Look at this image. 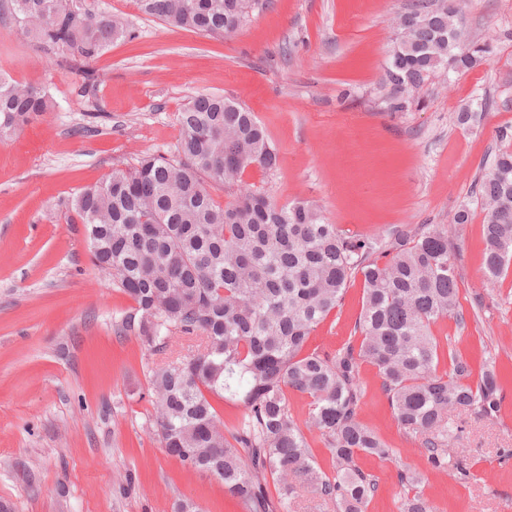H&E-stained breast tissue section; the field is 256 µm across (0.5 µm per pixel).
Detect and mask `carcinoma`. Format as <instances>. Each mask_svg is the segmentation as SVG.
I'll return each mask as SVG.
<instances>
[{"mask_svg":"<svg viewBox=\"0 0 512 512\" xmlns=\"http://www.w3.org/2000/svg\"><path fill=\"white\" fill-rule=\"evenodd\" d=\"M10 2L24 34L83 67L112 42L135 38L121 16L88 0ZM138 2L177 28L231 37L262 0ZM398 27L406 41L395 40L386 76L400 77L409 91L445 69H473L490 53L485 44L458 41L455 0H411ZM50 106L45 88L0 75L1 136ZM485 108L484 100L464 105L457 124L469 125ZM178 125L170 155H144L114 168L73 200L77 220L100 236L92 265L135 303L122 331L156 351L174 331L204 343L197 354L150 369L153 431L166 454L188 471L216 474L240 512H288L300 488L336 512H367L377 481L358 459L393 455L359 417L367 395L361 366L368 363L398 423L424 436L427 469H445L448 410L492 420L502 404L494 365L476 385L465 384L469 364L449 349L451 372L437 373L442 350L431 326L446 317L464 324L448 227L406 224L384 237L350 234L306 202L275 204L243 184L247 169H271L277 154L255 114L234 99L200 94L179 113ZM496 137L500 147L477 193L491 282L512 267V126ZM216 190L233 191L232 200L219 202ZM358 276L359 342L332 353L307 350ZM290 393L309 399L302 422L291 412ZM215 399L246 412L228 424ZM313 430L330 453L331 475L312 453L306 432ZM397 477L405 490L397 512H435L420 471L405 465Z\"/></svg>","mask_w":512,"mask_h":512,"instance_id":"1","label":"carcinoma"}]
</instances>
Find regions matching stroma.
Here are the masks:
<instances>
[{
    "label": "stroma",
    "mask_w": 512,
    "mask_h": 512,
    "mask_svg": "<svg viewBox=\"0 0 512 512\" xmlns=\"http://www.w3.org/2000/svg\"><path fill=\"white\" fill-rule=\"evenodd\" d=\"M135 34L78 68L21 33L0 12V72L46 86L48 112L0 138V502L12 512H172L189 498L203 512H240L223 485L186 471L161 448L149 370L197 349L173 335L154 352L120 325L132 300L90 262L72 200L113 168L169 153L177 114L198 94L254 112L278 153L276 168L243 180L280 205L307 201L353 233L394 224H447L464 205L471 223L452 231L463 323L432 333L470 365L512 366V274H483L484 214L475 185L512 125V0H460L462 28L488 44L486 62L437 74L410 111L387 112L386 65L396 17L410 0H267L230 38L174 28L134 0H98ZM490 105L473 126L455 115L475 98ZM362 281L311 336L332 352L353 334ZM360 418L394 450L360 457L378 491L367 512H397L400 466L424 469L422 438L405 431L363 364ZM498 417L454 414L447 470L426 472L437 512H512V382ZM134 475L127 485L126 475Z\"/></svg>",
    "instance_id": "stroma-1"
}]
</instances>
